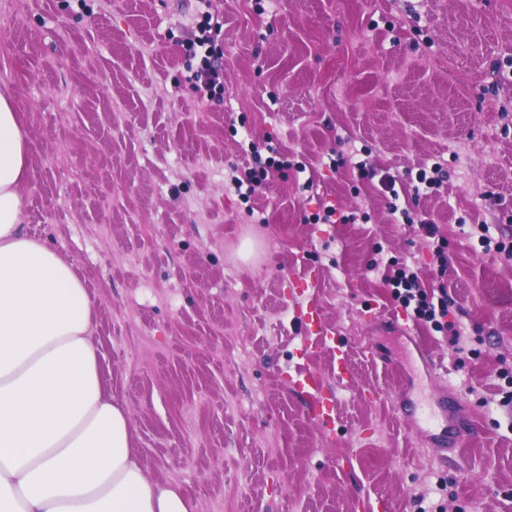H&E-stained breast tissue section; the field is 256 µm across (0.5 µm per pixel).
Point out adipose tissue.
Segmentation results:
<instances>
[{"mask_svg":"<svg viewBox=\"0 0 512 512\" xmlns=\"http://www.w3.org/2000/svg\"><path fill=\"white\" fill-rule=\"evenodd\" d=\"M28 153L0 95V512H195L146 476L99 375L83 283L21 223Z\"/></svg>","mask_w":512,"mask_h":512,"instance_id":"adipose-tissue-1","label":"adipose tissue"}]
</instances>
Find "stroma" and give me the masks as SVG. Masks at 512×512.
I'll return each mask as SVG.
<instances>
[{
    "mask_svg": "<svg viewBox=\"0 0 512 512\" xmlns=\"http://www.w3.org/2000/svg\"><path fill=\"white\" fill-rule=\"evenodd\" d=\"M211 3L224 91L202 100L200 0H0L23 224L84 283L146 476L195 512H512V261L469 234L512 240V0ZM255 144L283 166L246 202L224 176ZM327 205L355 222L314 223ZM404 265L445 286L465 351L392 299ZM311 268L350 379L299 325L287 284ZM296 369L325 377L334 440ZM434 381L462 427L442 455L396 411Z\"/></svg>",
    "mask_w": 512,
    "mask_h": 512,
    "instance_id": "stroma-1",
    "label": "stroma"
}]
</instances>
